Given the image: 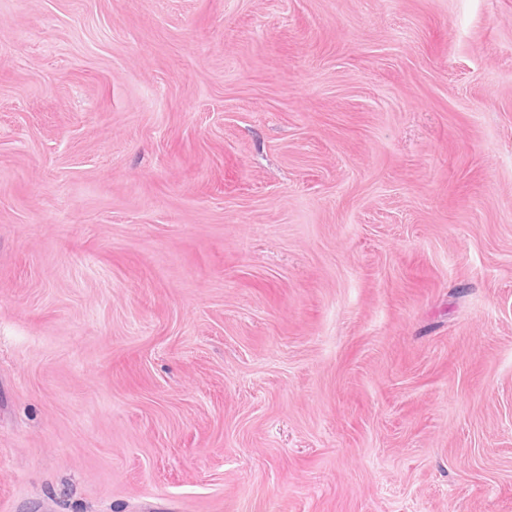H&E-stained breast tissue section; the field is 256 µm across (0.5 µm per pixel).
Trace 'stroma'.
<instances>
[{"mask_svg":"<svg viewBox=\"0 0 512 512\" xmlns=\"http://www.w3.org/2000/svg\"><path fill=\"white\" fill-rule=\"evenodd\" d=\"M512 512V0H0V512Z\"/></svg>","mask_w":512,"mask_h":512,"instance_id":"obj_1","label":"stroma"}]
</instances>
